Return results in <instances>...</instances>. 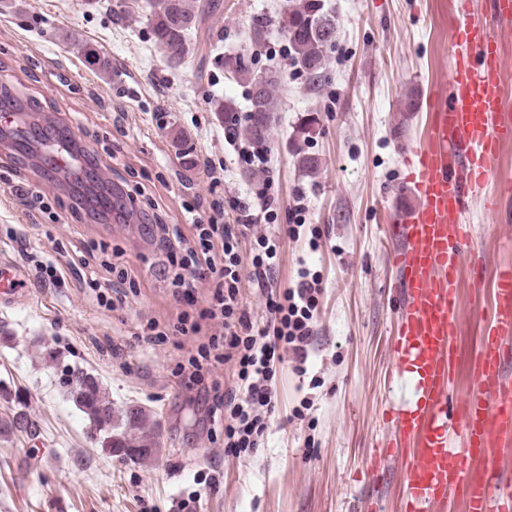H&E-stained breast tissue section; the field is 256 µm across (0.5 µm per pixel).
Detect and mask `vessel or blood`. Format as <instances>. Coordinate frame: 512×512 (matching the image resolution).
<instances>
[{"mask_svg":"<svg viewBox=\"0 0 512 512\" xmlns=\"http://www.w3.org/2000/svg\"><path fill=\"white\" fill-rule=\"evenodd\" d=\"M474 3L453 0L446 87L428 106L424 136L399 148L415 203L384 225L402 299L389 337L391 375L407 399L388 407L391 434L368 468L382 477L392 460L403 462L400 512H429L456 496L464 512H512V484H501L496 468L512 457V265L497 269L490 284L492 317L472 358V388L456 405L458 429L445 408L456 374L457 271L461 261L482 262L463 215L489 179L512 190V172L496 166L512 141L503 96L512 33L493 31ZM22 282L18 268L0 265V302L20 301Z\"/></svg>","mask_w":512,"mask_h":512,"instance_id":"vessel-or-blood-1","label":"vessel or blood"}]
</instances>
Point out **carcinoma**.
<instances>
[{
    "mask_svg": "<svg viewBox=\"0 0 512 512\" xmlns=\"http://www.w3.org/2000/svg\"><path fill=\"white\" fill-rule=\"evenodd\" d=\"M217 7L215 0H145L143 13L155 44L168 54L177 51L186 56L202 49V41L190 42L198 35L199 24L205 22ZM280 28L288 42L289 55L312 82L324 77L325 53L336 40V17L325 8L324 0H301L287 9ZM224 70L247 77L249 109L244 119H238L236 102L228 100L218 112L224 120V135L230 140L247 132L253 140H265L276 111L274 82L254 73L253 62L242 55L224 58ZM77 401L91 415L102 435V447L122 460L142 461L151 456L157 446L156 422L140 406L127 407L123 422L114 425L112 403L105 400L96 381L82 375L78 382Z\"/></svg>",
    "mask_w": 512,
    "mask_h": 512,
    "instance_id": "carcinoma-1",
    "label": "carcinoma"
}]
</instances>
